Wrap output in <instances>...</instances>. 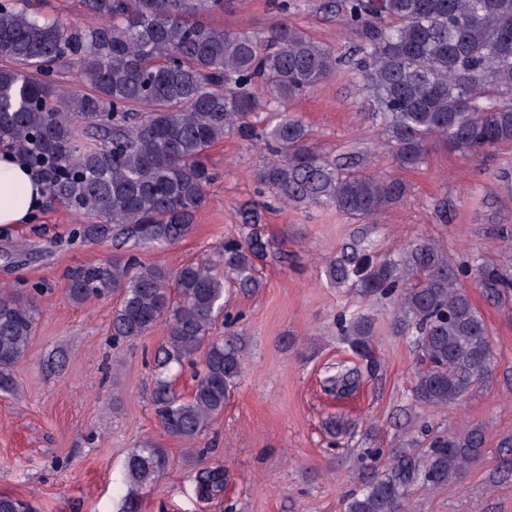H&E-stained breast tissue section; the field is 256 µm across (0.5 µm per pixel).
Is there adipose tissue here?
Listing matches in <instances>:
<instances>
[{
	"instance_id": "adipose-tissue-1",
	"label": "adipose tissue",
	"mask_w": 512,
	"mask_h": 512,
	"mask_svg": "<svg viewBox=\"0 0 512 512\" xmlns=\"http://www.w3.org/2000/svg\"><path fill=\"white\" fill-rule=\"evenodd\" d=\"M44 200L36 175L14 154L0 153V225L28 223Z\"/></svg>"
}]
</instances>
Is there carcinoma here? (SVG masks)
I'll list each match as a JSON object with an SVG mask.
<instances>
[{
	"label": "carcinoma",
	"mask_w": 512,
	"mask_h": 512,
	"mask_svg": "<svg viewBox=\"0 0 512 512\" xmlns=\"http://www.w3.org/2000/svg\"><path fill=\"white\" fill-rule=\"evenodd\" d=\"M238 0H86L95 22L83 28L40 16L32 0H0V150L20 155L41 177L46 196L81 219L72 238L134 246L171 245L192 230L215 175L207 151L236 132L263 140L275 160L257 170L258 184L283 203L332 206L372 218L402 200L395 179L358 170L353 161L326 159L309 144L303 120L285 104L336 73L340 60L288 21L257 36L210 25L206 16ZM345 24L359 32L358 65L372 93L373 118L401 168L419 165L433 141L482 156L512 143V0H346ZM68 61L79 87L58 80ZM279 106L271 126L255 129L263 107L256 85ZM251 227L227 239L217 259L187 263L173 275L141 265L132 253L71 270L66 298L84 303L121 296L112 337L138 339L166 328L154 356L151 404L163 430L192 447L224 411L242 371L233 336H215L224 311V281L258 288L254 260L267 251L258 212L243 211ZM467 273L448 263L436 243L380 257L365 243L329 261L326 277L340 288L396 305L394 331L419 354L412 399L436 407L460 401L493 356L483 318L461 283ZM492 295L512 290L497 268H475ZM41 289H0V392L17 389L15 366L33 335ZM337 332L360 358L372 357L374 320L342 315ZM188 396L171 373L195 363ZM346 393L347 371L326 379ZM480 427L436 435L423 453L395 457L382 476H365L348 512H405L410 486L430 489L462 477L479 460ZM168 467L164 449L145 443L127 458L128 491L121 512H141L139 490ZM224 467L197 475L196 493L218 500ZM0 512H30L28 503L0 496Z\"/></svg>",
	"instance_id": "carcinoma-1"
}]
</instances>
